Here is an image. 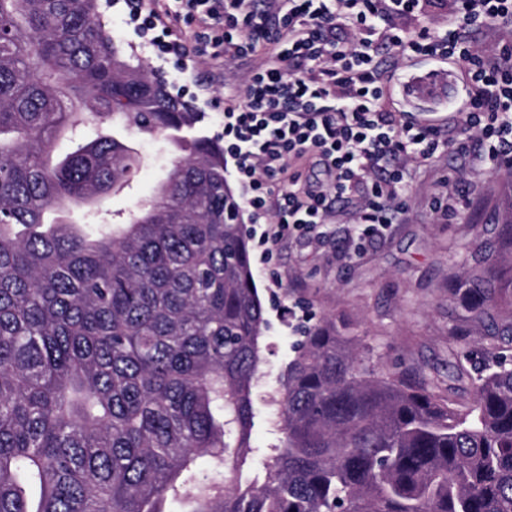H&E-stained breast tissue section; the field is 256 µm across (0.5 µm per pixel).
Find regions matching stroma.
Instances as JSON below:
<instances>
[{
    "mask_svg": "<svg viewBox=\"0 0 512 512\" xmlns=\"http://www.w3.org/2000/svg\"><path fill=\"white\" fill-rule=\"evenodd\" d=\"M105 19L125 50L137 53L147 69L164 72L175 92L202 113L198 133L216 138L222 116L212 100L223 97L225 80L241 83L255 59L233 65L199 61L181 73L158 57L150 34L130 21L124 0H113ZM114 135L141 158L130 186L103 202L106 222L120 224L137 203L152 195L169 171L176 149L168 139L120 129ZM451 171L470 184L480 203L458 223L442 224L430 203L440 190L439 178ZM357 215L356 204L335 203L320 235L286 234L269 250L262 239L271 225L244 226L268 320L253 388L256 417L251 440L259 450L252 463L255 473L263 471L262 450L279 442L275 400L302 326L326 318L344 320L350 335L360 339L366 365L442 382L452 399L468 404L473 400L472 388L468 379H457V366L477 375L499 344L495 328L512 321L508 313L471 319L463 310V299L448 292L450 279L468 280L474 267L512 265V253L497 247L502 228L512 225L511 173L477 171L467 159L443 152L416 176L408 211L398 223L364 236Z\"/></svg>",
    "mask_w": 512,
    "mask_h": 512,
    "instance_id": "obj_1",
    "label": "stroma"
}]
</instances>
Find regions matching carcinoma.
<instances>
[{"label":"carcinoma","mask_w":512,"mask_h":512,"mask_svg":"<svg viewBox=\"0 0 512 512\" xmlns=\"http://www.w3.org/2000/svg\"><path fill=\"white\" fill-rule=\"evenodd\" d=\"M86 117L168 137L200 120L100 0H0V512H512V358L491 354L463 405L364 367L333 319L298 345L284 440L243 479L267 320L224 148L177 141L119 233L81 232L45 213L89 217L139 167L104 134L54 156ZM473 281V318L512 308V267Z\"/></svg>","instance_id":"obj_1"}]
</instances>
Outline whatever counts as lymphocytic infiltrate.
I'll return each instance as SVG.
<instances>
[{
  "instance_id": "obj_1",
  "label": "lymphocytic infiltrate",
  "mask_w": 512,
  "mask_h": 512,
  "mask_svg": "<svg viewBox=\"0 0 512 512\" xmlns=\"http://www.w3.org/2000/svg\"><path fill=\"white\" fill-rule=\"evenodd\" d=\"M176 70L188 61L264 62L224 94V151L254 223L276 237L324 223L357 198L359 223L404 212L414 171L437 153L512 169V0H129ZM488 37L476 43L473 33ZM398 58L461 66L467 94L448 127L407 119L390 91ZM322 175L310 177L313 168Z\"/></svg>"
}]
</instances>
